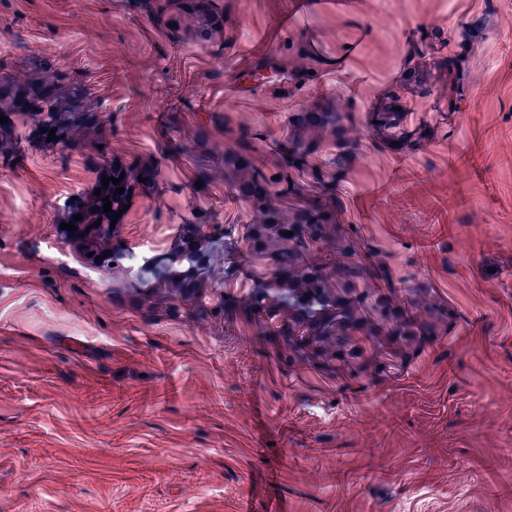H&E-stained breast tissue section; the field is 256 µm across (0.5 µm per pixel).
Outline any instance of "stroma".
Instances as JSON below:
<instances>
[{
	"label": "stroma",
	"mask_w": 512,
	"mask_h": 512,
	"mask_svg": "<svg viewBox=\"0 0 512 512\" xmlns=\"http://www.w3.org/2000/svg\"><path fill=\"white\" fill-rule=\"evenodd\" d=\"M213 2L203 37L165 0H0V79L50 64L98 117L0 130V512H512V0ZM238 154L334 212L301 261L357 324L257 313ZM115 164L156 173L118 274L63 227ZM189 224L231 241L203 297L151 291Z\"/></svg>",
	"instance_id": "stroma-1"
}]
</instances>
